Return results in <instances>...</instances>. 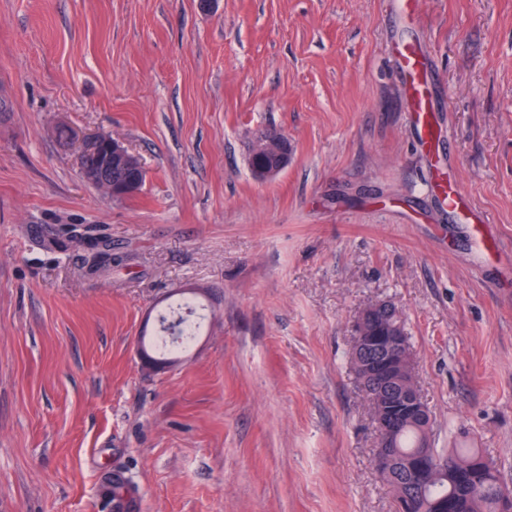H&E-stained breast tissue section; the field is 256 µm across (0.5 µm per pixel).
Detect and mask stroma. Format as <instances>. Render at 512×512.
Returning a JSON list of instances; mask_svg holds the SVG:
<instances>
[{"mask_svg": "<svg viewBox=\"0 0 512 512\" xmlns=\"http://www.w3.org/2000/svg\"><path fill=\"white\" fill-rule=\"evenodd\" d=\"M424 49L425 151L390 52ZM0 512H394L352 324L402 317L434 448L484 449L512 486V0H0ZM146 171L115 200L79 144ZM290 159L252 177L255 139ZM491 218L428 187L435 167ZM122 264L91 276L55 229ZM193 291L205 327L147 371L142 335ZM263 141L265 142L263 147H256L253 154L263 156L265 150L272 158L253 167L252 175L258 180H267L278 175L286 168L289 159L288 141L282 135L269 132ZM80 144L81 174L86 181L100 184L107 195L114 199L128 197L139 190L136 175L143 165L119 138L98 134L82 138ZM112 169H131L133 173L113 181L125 174L112 172ZM435 188L448 210L461 216L464 220L477 227L490 224L491 220L485 212L476 210L458 184L457 177L448 170L441 173L435 181ZM111 482V488L108 489L104 483L105 479ZM102 496L107 505L110 506L112 512H134L136 502L131 498L128 502L123 503L124 498L134 492V486L131 478L123 471H111L102 475L101 480ZM131 506H133L131 508Z\"/></svg>", "mask_w": 512, "mask_h": 512, "instance_id": "35a3bbf8", "label": "stroma"}]
</instances>
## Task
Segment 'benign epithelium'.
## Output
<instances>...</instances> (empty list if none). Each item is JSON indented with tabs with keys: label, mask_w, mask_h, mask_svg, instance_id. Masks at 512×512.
<instances>
[{
	"label": "benign epithelium",
	"mask_w": 512,
	"mask_h": 512,
	"mask_svg": "<svg viewBox=\"0 0 512 512\" xmlns=\"http://www.w3.org/2000/svg\"><path fill=\"white\" fill-rule=\"evenodd\" d=\"M264 145L254 154L271 156L253 167L252 175L267 180L278 175L288 165V141L276 132L263 138ZM81 174L102 186L107 195L124 198L139 190L136 173L142 163L124 143L107 134L81 139ZM132 170V174L112 179V170ZM392 311L389 305L376 303L364 309L354 321V344L351 361L362 382L376 390L377 425L388 435L399 422L417 420L428 426L431 416L415 385V367L407 350V336L398 324L387 325L382 317Z\"/></svg>",
	"instance_id": "obj_1"
}]
</instances>
